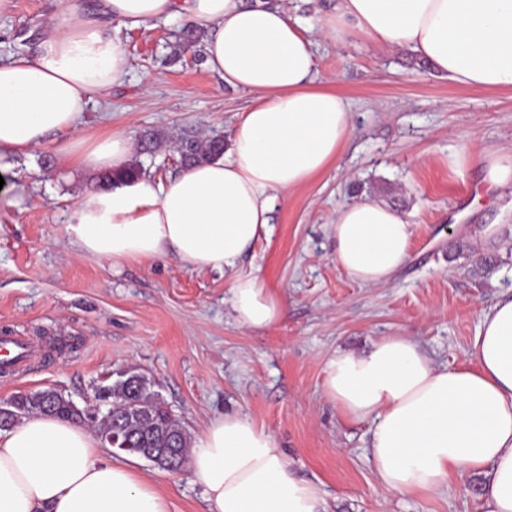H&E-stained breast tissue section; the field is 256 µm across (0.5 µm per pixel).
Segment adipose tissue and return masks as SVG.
Returning <instances> with one entry per match:
<instances>
[{
	"instance_id": "obj_1",
	"label": "adipose tissue",
	"mask_w": 512,
	"mask_h": 512,
	"mask_svg": "<svg viewBox=\"0 0 512 512\" xmlns=\"http://www.w3.org/2000/svg\"><path fill=\"white\" fill-rule=\"evenodd\" d=\"M173 18L205 32L207 67L256 102L223 154L79 198L70 239L115 265L170 257L231 271L271 237L274 201L337 162L352 136L349 101L314 84L317 41L362 37L410 50L460 86L512 88V0H330L310 21L274 0H63L35 48L0 64V159L46 151L63 169H125L134 146L124 131L74 132L131 74L122 31ZM472 160L488 190H512V149ZM331 228L337 265L366 286L391 279L415 234L402 212L370 199L339 209ZM230 295L243 327L285 314L258 277H235ZM469 358L467 368L439 367L413 337L386 336L330 355L322 390L351 420L370 422L368 457L386 492L435 493L452 476L477 475L480 512H512V295L483 312ZM189 457L208 512H327L319 483L245 415L212 419ZM0 512H168V502L108 458L93 429L32 414L0 430Z\"/></svg>"
}]
</instances>
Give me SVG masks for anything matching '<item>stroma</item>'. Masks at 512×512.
Returning a JSON list of instances; mask_svg holds the SVG:
<instances>
[{
  "label": "stroma",
  "instance_id": "1",
  "mask_svg": "<svg viewBox=\"0 0 512 512\" xmlns=\"http://www.w3.org/2000/svg\"><path fill=\"white\" fill-rule=\"evenodd\" d=\"M61 0H12L0 14V62L36 44ZM186 23L158 21L123 32L130 82L93 105L76 137L159 134L152 180L176 173V139L213 132L232 139L254 102L225 86L200 48L180 43ZM320 86L352 107L355 132L338 167L276 201L270 240L236 270L194 272L169 258L119 265L81 254L66 225L94 176L58 169L37 151L0 171V336H24L40 358L20 376L0 374V401L51 387L81 402L131 370L152 383L187 434L238 412L272 432L300 474L321 483L327 512H478L477 476L440 493L385 492L367 457L369 423L349 419L322 395V369L336 350L368 349L407 334L439 366L466 364L482 310L512 294V193L487 191L462 151L512 146V89L456 85L410 50L357 39L318 50ZM371 198L415 226L405 263L389 283L354 281L334 259L329 226L346 204ZM498 225L499 242L473 230ZM259 276L284 301L276 325L247 329L228 302L235 275ZM169 512H208L190 470L137 459Z\"/></svg>",
  "mask_w": 512,
  "mask_h": 512
}]
</instances>
